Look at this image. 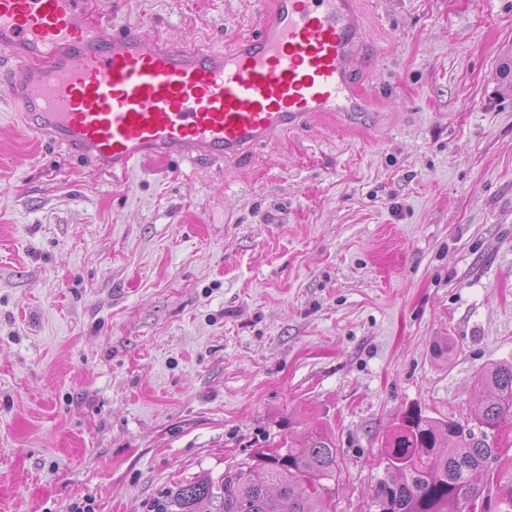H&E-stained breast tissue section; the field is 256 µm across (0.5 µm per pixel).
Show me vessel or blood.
Wrapping results in <instances>:
<instances>
[{
  "label": "vessel or blood",
  "mask_w": 512,
  "mask_h": 512,
  "mask_svg": "<svg viewBox=\"0 0 512 512\" xmlns=\"http://www.w3.org/2000/svg\"><path fill=\"white\" fill-rule=\"evenodd\" d=\"M356 0H271L229 46L104 31L87 0H0L10 105L67 157L113 179L142 158L221 161L313 113L361 119Z\"/></svg>",
  "instance_id": "obj_1"
}]
</instances>
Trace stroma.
<instances>
[{
	"mask_svg": "<svg viewBox=\"0 0 512 512\" xmlns=\"http://www.w3.org/2000/svg\"><path fill=\"white\" fill-rule=\"evenodd\" d=\"M220 44L260 0H89ZM374 120L124 182L0 87V512H157L327 421L365 512L394 418L466 416L512 361V0H357ZM450 345L447 360L433 346Z\"/></svg>",
	"mask_w": 512,
	"mask_h": 512,
	"instance_id": "35a3bbf8",
	"label": "stroma"
}]
</instances>
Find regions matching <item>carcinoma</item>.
<instances>
[{
	"instance_id": "1",
	"label": "carcinoma",
	"mask_w": 512,
	"mask_h": 512,
	"mask_svg": "<svg viewBox=\"0 0 512 512\" xmlns=\"http://www.w3.org/2000/svg\"><path fill=\"white\" fill-rule=\"evenodd\" d=\"M477 382L482 398L463 418L416 407L392 423L379 454L385 478L374 488L381 512H475V502L491 494L500 512H512V476L493 475L503 453L498 434L512 426V362L490 365ZM339 472L336 438L316 422L300 442L177 486L170 505L176 512H199L203 503L208 512H335L325 482Z\"/></svg>"
}]
</instances>
